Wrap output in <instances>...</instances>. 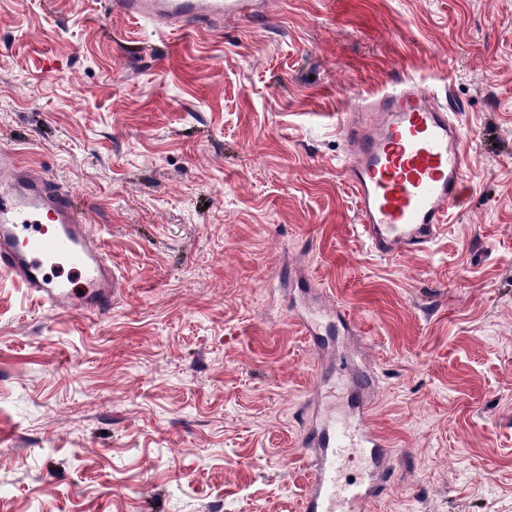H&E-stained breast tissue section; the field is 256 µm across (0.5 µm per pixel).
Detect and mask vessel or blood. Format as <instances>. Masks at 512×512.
<instances>
[{
  "label": "vessel or blood",
  "instance_id": "b4317fda",
  "mask_svg": "<svg viewBox=\"0 0 512 512\" xmlns=\"http://www.w3.org/2000/svg\"><path fill=\"white\" fill-rule=\"evenodd\" d=\"M110 12L168 28L208 27L227 16L263 20L258 0H108ZM342 174L365 237L378 254L425 250L466 192L469 154L449 108L400 74L384 91L341 118ZM63 260L70 276L48 274ZM0 271L36 293L56 314L101 316L111 311L126 281L92 234L86 208L72 193L0 149ZM82 281L75 289L74 281ZM366 376L353 384L356 424L327 417L310 427L304 448L312 477L301 512H369L385 481L390 448L365 423L370 404ZM363 466L342 480L348 460Z\"/></svg>",
  "mask_w": 512,
  "mask_h": 512
}]
</instances>
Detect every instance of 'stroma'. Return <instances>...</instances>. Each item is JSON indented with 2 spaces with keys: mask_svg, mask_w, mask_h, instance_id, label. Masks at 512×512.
I'll list each match as a JSON object with an SVG mask.
<instances>
[{
  "mask_svg": "<svg viewBox=\"0 0 512 512\" xmlns=\"http://www.w3.org/2000/svg\"><path fill=\"white\" fill-rule=\"evenodd\" d=\"M403 72L471 162L423 252L373 251L337 116ZM127 279L57 316L0 273V512H298L357 358L394 454L371 512H512V0H271L177 31L0 0V145Z\"/></svg>",
  "mask_w": 512,
  "mask_h": 512,
  "instance_id": "obj_1",
  "label": "stroma"
}]
</instances>
